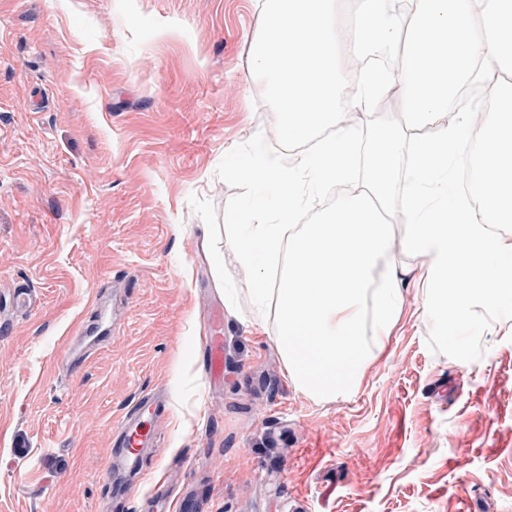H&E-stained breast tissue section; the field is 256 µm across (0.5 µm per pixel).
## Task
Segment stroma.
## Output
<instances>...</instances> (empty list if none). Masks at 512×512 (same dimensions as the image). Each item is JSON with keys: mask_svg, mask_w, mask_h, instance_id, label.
<instances>
[{"mask_svg": "<svg viewBox=\"0 0 512 512\" xmlns=\"http://www.w3.org/2000/svg\"><path fill=\"white\" fill-rule=\"evenodd\" d=\"M262 2L0 0V308L39 296L0 327V512H102L112 423L159 385L161 452L112 512H144L167 470L192 512H512V305L483 308L463 358L408 289L358 390L316 402L224 261L257 194L231 163L310 149L250 75ZM100 292L122 328L59 374Z\"/></svg>", "mask_w": 512, "mask_h": 512, "instance_id": "1", "label": "stroma"}]
</instances>
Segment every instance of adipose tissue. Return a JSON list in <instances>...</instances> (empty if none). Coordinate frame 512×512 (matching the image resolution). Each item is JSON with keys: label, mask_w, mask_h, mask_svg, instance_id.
Here are the masks:
<instances>
[{"label": "adipose tissue", "mask_w": 512, "mask_h": 512, "mask_svg": "<svg viewBox=\"0 0 512 512\" xmlns=\"http://www.w3.org/2000/svg\"><path fill=\"white\" fill-rule=\"evenodd\" d=\"M252 75L279 112L282 139L332 135L286 165L269 154L235 167L261 197L224 238V259L253 269L256 306L275 301L276 338L294 388L313 399L357 390L364 366L388 347L404 306L405 257L422 258L419 317L439 330L472 326L477 304L512 295V82L486 110L479 146L472 115L448 123L450 88L512 71V0H359L352 25L343 0H264ZM402 50L398 72L357 71L356 56ZM398 98L402 123L380 128L371 150L343 107ZM435 136L406 140V128ZM470 157L467 192L452 191L455 153ZM367 177L313 223L297 225L306 186ZM402 193L403 236L387 216Z\"/></svg>", "instance_id": "obj_1"}]
</instances>
